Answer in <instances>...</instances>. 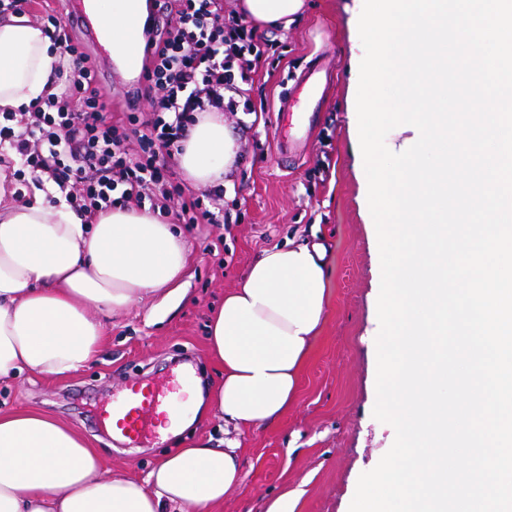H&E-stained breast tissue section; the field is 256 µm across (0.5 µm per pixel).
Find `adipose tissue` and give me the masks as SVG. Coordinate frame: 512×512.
Here are the masks:
<instances>
[{"label": "adipose tissue", "mask_w": 512, "mask_h": 512, "mask_svg": "<svg viewBox=\"0 0 512 512\" xmlns=\"http://www.w3.org/2000/svg\"><path fill=\"white\" fill-rule=\"evenodd\" d=\"M304 0H236L259 27L286 26ZM59 61L42 27L24 16L0 20V112L30 108L56 93ZM239 152L220 112L193 125L179 157L197 188L223 183ZM0 172V382L31 373L63 378L96 362L107 320L171 294L186 243L149 209L78 215L50 182L6 198ZM326 251L318 242L267 249L224 297L208 323L224 369L215 414L254 427L287 412L323 321ZM236 447L198 441L164 453L139 480L113 474L74 429L43 411L0 412V512H212L240 486Z\"/></svg>", "instance_id": "ef3b65f1"}]
</instances>
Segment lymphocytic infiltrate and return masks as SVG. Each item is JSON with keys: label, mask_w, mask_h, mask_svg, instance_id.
I'll list each match as a JSON object with an SVG mask.
<instances>
[{"label": "lymphocytic infiltrate", "mask_w": 512, "mask_h": 512, "mask_svg": "<svg viewBox=\"0 0 512 512\" xmlns=\"http://www.w3.org/2000/svg\"><path fill=\"white\" fill-rule=\"evenodd\" d=\"M167 9L169 24L150 34L153 51L138 92L147 112L111 120L104 111L112 98L97 80L95 60L61 15H44L48 37L68 61L55 69L59 92L32 111L0 113V163L14 152V178H46L87 218L132 202L164 211L174 198L182 223H224L223 212L202 208L177 182L175 160L200 114L236 109L255 72L240 59L263 53L253 27L225 16L222 0H168Z\"/></svg>", "instance_id": "f902f5d3"}]
</instances>
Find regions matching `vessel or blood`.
<instances>
[{"mask_svg": "<svg viewBox=\"0 0 512 512\" xmlns=\"http://www.w3.org/2000/svg\"><path fill=\"white\" fill-rule=\"evenodd\" d=\"M95 0H69L68 24L78 27L86 42L102 60L101 75L111 78L117 68H125L134 74H142L143 63L149 54V37L140 31L120 28L100 16ZM321 84L316 75L305 76L299 85L279 100L278 124L285 135L277 143L281 159H288L293 144L308 135L314 125L315 115L303 111L305 101L316 98ZM168 401L164 394L143 386L129 387L111 407L103 420L132 446H139L152 436L161 417L168 414Z\"/></svg>", "mask_w": 512, "mask_h": 512, "instance_id": "b4317fda", "label": "vessel or blood"}]
</instances>
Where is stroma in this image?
<instances>
[{
  "instance_id": "1",
  "label": "stroma",
  "mask_w": 512,
  "mask_h": 512,
  "mask_svg": "<svg viewBox=\"0 0 512 512\" xmlns=\"http://www.w3.org/2000/svg\"><path fill=\"white\" fill-rule=\"evenodd\" d=\"M352 0H306L270 44L250 92L252 114L228 112L240 159L224 179V224H184L188 246L183 294L145 299L109 322L99 360L68 377L26 373L0 385V410L50 411L81 433L106 468L146 477L163 453L198 440L236 441L242 483L215 512H265L287 490L295 512H349L360 475L394 442L391 425L373 416L380 254L367 224L364 176L351 136L353 94L348 61L356 34ZM333 75L309 139L287 166L277 161L280 96L315 66ZM325 245L330 270L325 320L301 374L296 403L279 419L251 429L196 421L178 437L156 435L138 448H114L102 412L136 383L200 379L211 396L224 374L207 342V324L227 292L266 249L311 237Z\"/></svg>"
}]
</instances>
